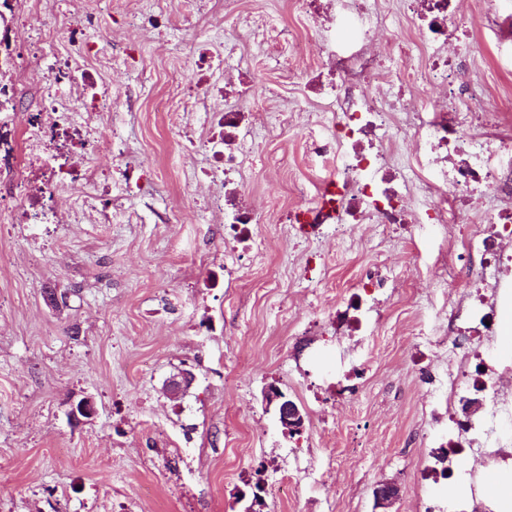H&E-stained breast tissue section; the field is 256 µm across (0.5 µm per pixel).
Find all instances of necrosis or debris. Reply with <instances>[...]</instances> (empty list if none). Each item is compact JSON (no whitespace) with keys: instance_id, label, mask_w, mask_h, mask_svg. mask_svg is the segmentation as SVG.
<instances>
[{"instance_id":"obj_1","label":"necrosis or debris","mask_w":512,"mask_h":512,"mask_svg":"<svg viewBox=\"0 0 512 512\" xmlns=\"http://www.w3.org/2000/svg\"><path fill=\"white\" fill-rule=\"evenodd\" d=\"M414 32V47L426 54L429 67L420 77L445 88L444 102L432 106L420 121L411 148L415 165L394 162L388 148L401 139L394 113L409 110L404 94L409 71L381 70L358 59H337L340 76L332 82H317L316 95L336 112V135L332 146L339 163L335 180L342 192L336 198V222L351 224H444L481 212L483 225L467 234L461 245L479 256L483 266L479 282L467 295L466 313L454 331L468 337L469 357L448 369L440 382L445 404L433 408L444 418L447 433L435 447L434 467L425 473L432 481L458 479L451 467L456 459L473 460L491 467L512 460V437H505L503 424L512 419V360L494 359L489 340L497 333L495 302H512V170L503 159L512 160V137L489 134L499 123L495 100L479 108L465 100L457 85L459 60L470 50L462 15V0H403ZM47 91L44 112L28 131L27 166L41 173L36 190L27 187V167L14 173L7 205H0V222L13 223L15 214H44L62 185L82 187L86 197H97L110 182L107 172H91L85 166L89 153L105 140L102 133L58 111L55 98L61 85H82L91 95V108L102 111L107 98L96 94L91 76L60 64L42 68L40 50L31 53ZM387 87L385 95L372 93L373 84ZM435 170L437 185L428 188L423 211H415L414 189L421 169ZM492 207L480 211L484 196Z\"/></svg>"}]
</instances>
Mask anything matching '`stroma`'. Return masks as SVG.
<instances>
[{
    "label": "stroma",
    "instance_id": "1",
    "mask_svg": "<svg viewBox=\"0 0 512 512\" xmlns=\"http://www.w3.org/2000/svg\"><path fill=\"white\" fill-rule=\"evenodd\" d=\"M476 50L462 64L469 102L487 95L512 132V46L492 15L512 0H467ZM374 42L347 0L314 17L299 0H12L0 25L1 109L14 128L41 111L30 46L109 91L99 126L111 148L112 212L66 223H0V512H420L431 496L487 501L512 489V463L454 490L421 480L436 426L425 410L448 366V318L480 273L460 259L456 224H357L298 236L333 159L336 123L309 82L353 51L423 66L399 0H377ZM209 68H200L203 57ZM248 82L235 184L262 217L256 245L234 241L207 199L213 118L226 83ZM320 279H305L309 257ZM381 284L363 336L330 313L365 278ZM66 293L53 307L46 290ZM190 384L170 398L167 381ZM276 384L305 416L281 426L263 390ZM92 418H73L81 399ZM402 488L389 508L373 491Z\"/></svg>",
    "mask_w": 512,
    "mask_h": 512
}]
</instances>
